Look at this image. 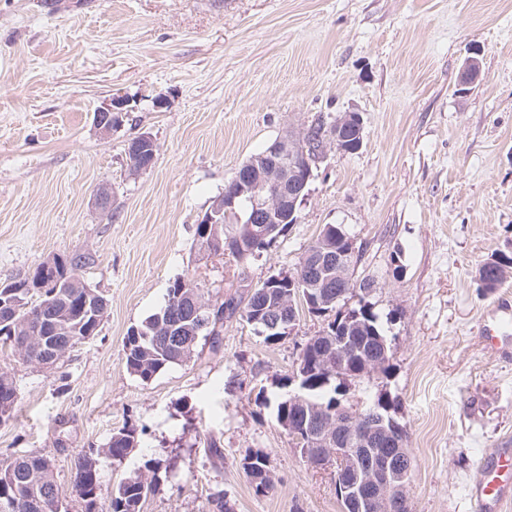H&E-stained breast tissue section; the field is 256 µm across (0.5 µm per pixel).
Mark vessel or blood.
<instances>
[{
    "instance_id": "vessel-or-blood-1",
    "label": "vessel or blood",
    "mask_w": 512,
    "mask_h": 512,
    "mask_svg": "<svg viewBox=\"0 0 512 512\" xmlns=\"http://www.w3.org/2000/svg\"><path fill=\"white\" fill-rule=\"evenodd\" d=\"M512 323V302L502 301L496 325L487 328L483 339L491 350L512 351V333L506 332ZM466 490L478 512H503L512 502V448H491L479 458Z\"/></svg>"
}]
</instances>
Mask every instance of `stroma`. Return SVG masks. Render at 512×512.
Listing matches in <instances>:
<instances>
[{
  "instance_id": "1",
  "label": "stroma",
  "mask_w": 512,
  "mask_h": 512,
  "mask_svg": "<svg viewBox=\"0 0 512 512\" xmlns=\"http://www.w3.org/2000/svg\"><path fill=\"white\" fill-rule=\"evenodd\" d=\"M474 50L482 75L462 94ZM113 98L124 110L103 134L94 113ZM345 112L362 116L363 146L328 153L296 223L242 270L198 250L197 224L243 162ZM143 133L158 152L136 172L127 150ZM327 224L362 251L354 278L375 281L368 300L393 365L349 381L343 404L393 399L413 512H475L465 483L478 458L512 448V355L481 342L512 273L491 291L477 274L512 256V0H62L54 11L0 0V284L88 251L81 278L109 301L97 334L56 369L0 350L19 389L0 456L50 452L60 512L83 510L69 493L81 452L98 456L108 489L158 474L142 512H208L216 493L231 512H340L332 468L311 466L261 404L327 317L301 312L275 344L231 319L218 347L198 345L147 383L123 356L174 279L213 300L258 287L294 272ZM125 427L137 443L117 465L103 448ZM210 436L223 463L207 455ZM256 449L273 474L264 495L239 467Z\"/></svg>"
}]
</instances>
